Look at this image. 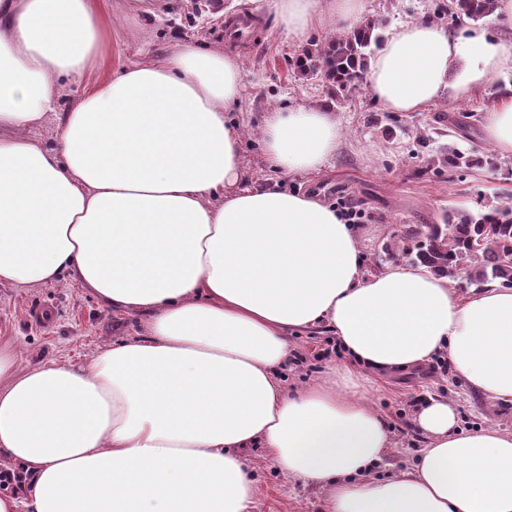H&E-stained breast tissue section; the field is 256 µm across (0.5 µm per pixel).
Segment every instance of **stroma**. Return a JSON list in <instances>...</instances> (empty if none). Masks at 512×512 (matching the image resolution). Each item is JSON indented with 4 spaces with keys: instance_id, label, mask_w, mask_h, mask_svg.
Returning a JSON list of instances; mask_svg holds the SVG:
<instances>
[{
    "instance_id": "obj_1",
    "label": "stroma",
    "mask_w": 512,
    "mask_h": 512,
    "mask_svg": "<svg viewBox=\"0 0 512 512\" xmlns=\"http://www.w3.org/2000/svg\"><path fill=\"white\" fill-rule=\"evenodd\" d=\"M449 0H367L368 17L381 23L382 35L403 24L427 18L462 40L481 33L506 38L512 31L485 18H457L443 10ZM149 11L130 9L129 0H105L112 20V40L102 68L63 89L54 112L29 129L32 142L52 148L64 112L112 70L165 57L179 43L221 49L240 60L241 95L231 116L243 130L241 149L252 185L279 184L306 191L330 204L359 212L356 229L367 272L389 266L387 243L409 224H440L452 209L477 211L512 193V170L483 164L490 143L482 136L484 113L512 97V68L497 73L487 86L455 99L445 92L436 102L411 113L387 112L366 85L335 95L322 81L303 77L294 67L309 45L333 36L330 28L313 29L305 42L287 38L280 26L276 0H149ZM253 19L250 40L229 43L222 33L226 17ZM307 106L334 112L343 139L317 174L281 175L263 162L260 123L264 112ZM457 152L474 160L455 171L436 163ZM142 332L138 317L103 305L73 281L38 287L0 286V341L12 342L22 365L89 360L104 346ZM293 356L284 371L288 389L311 384L327 368L347 360L326 332L291 336ZM437 395L454 402L465 428L494 426L512 431V403L494 404L470 390L455 371L433 373L431 366L381 377L372 400L394 434L375 477L406 468L423 446L412 417L422 400ZM259 476L253 512H325L320 492L283 474L266 449L247 452Z\"/></svg>"
}]
</instances>
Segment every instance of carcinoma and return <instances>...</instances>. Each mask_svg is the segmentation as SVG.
<instances>
[{"mask_svg": "<svg viewBox=\"0 0 512 512\" xmlns=\"http://www.w3.org/2000/svg\"><path fill=\"white\" fill-rule=\"evenodd\" d=\"M495 2L449 0L448 13L477 21L494 12ZM381 41L378 21L367 19L305 52L295 67L341 94L364 77ZM386 252L451 282L461 280L476 291L496 285L512 288V204L451 212L444 224H410Z\"/></svg>", "mask_w": 512, "mask_h": 512, "instance_id": "cac0c4a2", "label": "carcinoma"}]
</instances>
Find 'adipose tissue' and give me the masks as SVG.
Returning a JSON list of instances; mask_svg holds the SVG:
<instances>
[{
	"label": "adipose tissue",
	"mask_w": 512,
	"mask_h": 512,
	"mask_svg": "<svg viewBox=\"0 0 512 512\" xmlns=\"http://www.w3.org/2000/svg\"><path fill=\"white\" fill-rule=\"evenodd\" d=\"M287 35L351 30L366 0H277ZM100 0H0V286L70 276L143 335L90 361L22 366L0 343V512H251L245 454L266 449L326 512H512V432L463 429L448 399L413 422L411 466L372 471L392 444L372 378L446 356L468 386L512 403V288L461 294L412 265L367 274L354 225L318 197L243 187L238 61L193 43L120 68L65 112L57 145L26 131L63 82L104 57ZM512 63V39L460 41L429 19L371 59L370 93L416 112L467 97ZM486 140L512 157V99L488 109ZM265 165L319 171L341 127L303 106L262 118ZM323 329L348 363L288 392L292 334Z\"/></svg>",
	"instance_id": "1"
}]
</instances>
